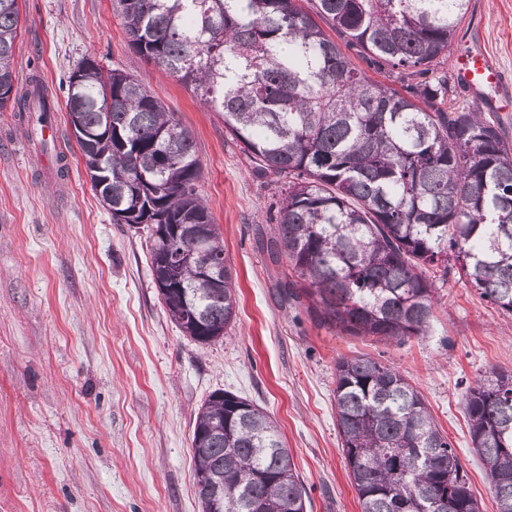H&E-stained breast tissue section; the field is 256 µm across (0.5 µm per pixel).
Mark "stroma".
Wrapping results in <instances>:
<instances>
[{"label":"stroma","mask_w":512,"mask_h":512,"mask_svg":"<svg viewBox=\"0 0 512 512\" xmlns=\"http://www.w3.org/2000/svg\"><path fill=\"white\" fill-rule=\"evenodd\" d=\"M15 82L40 78L55 97V151L0 110V512H200L191 454L199 407L218 390L276 420L307 492L306 512H361L336 426V362L395 366L448 436L482 512H496L464 411L468 385L512 372V313L464 282L439 289L424 335L346 336L285 303L287 262H274V186L206 109L136 57L117 0H19ZM480 51L502 86L460 92L512 139V0H470L444 64ZM136 76L194 134L197 192L236 273L230 337L202 345L168 318L151 275L147 232L116 224L93 190L66 111L67 77L84 58ZM67 159L56 174V153Z\"/></svg>","instance_id":"35a3bbf8"}]
</instances>
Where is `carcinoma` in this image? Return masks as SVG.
<instances>
[{
  "label": "carcinoma",
  "instance_id": "1",
  "mask_svg": "<svg viewBox=\"0 0 512 512\" xmlns=\"http://www.w3.org/2000/svg\"><path fill=\"white\" fill-rule=\"evenodd\" d=\"M470 0H118L139 58L224 117V129L277 185L276 254L318 322L400 341L425 334L436 289L458 278L512 312V141L477 107H448L442 64ZM19 0H0V110L48 113L45 86L17 95ZM342 42H337V39ZM355 51L390 83L354 66ZM401 88H395V85ZM72 132L115 224H145L166 313L202 344L237 317L224 240L196 194L194 134L129 72L84 59L68 76ZM201 255L182 254L198 240ZM336 425L361 512H480L448 436L393 366L336 362ZM472 448L497 512H512V373L467 388ZM191 452L201 512H306L277 422L215 391Z\"/></svg>",
  "mask_w": 512,
  "mask_h": 512
}]
</instances>
